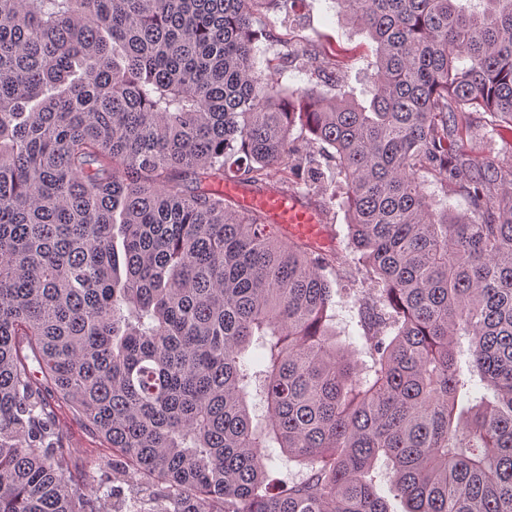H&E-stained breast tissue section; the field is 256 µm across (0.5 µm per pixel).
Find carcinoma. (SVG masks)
I'll return each mask as SVG.
<instances>
[{"label":"carcinoma","mask_w":512,"mask_h":512,"mask_svg":"<svg viewBox=\"0 0 512 512\" xmlns=\"http://www.w3.org/2000/svg\"><path fill=\"white\" fill-rule=\"evenodd\" d=\"M263 2L0 0V512H101L34 363L164 490L132 512H388L381 455L405 512H512V163L455 148L468 106L512 133V0H336L377 44L367 102L258 74ZM327 145L347 253L224 195L318 198ZM450 182L470 213L434 209ZM334 305L330 314L333 316L331 325L336 331L337 342L357 361L358 364L367 360L362 351L359 338L361 330L358 326V305L354 300L339 292L334 296ZM270 452L273 459L268 464L278 479L288 483L300 478L304 470L300 465L289 462L288 457L282 453L280 448H271ZM390 467L384 457H379L375 462L376 488L380 496L387 501L391 512H401L404 510L403 503L396 499L389 491V473Z\"/></svg>","instance_id":"1"}]
</instances>
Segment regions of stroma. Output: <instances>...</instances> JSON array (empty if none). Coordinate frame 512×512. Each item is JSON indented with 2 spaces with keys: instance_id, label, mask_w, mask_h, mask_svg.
Wrapping results in <instances>:
<instances>
[{
  "instance_id": "stroma-1",
  "label": "stroma",
  "mask_w": 512,
  "mask_h": 512,
  "mask_svg": "<svg viewBox=\"0 0 512 512\" xmlns=\"http://www.w3.org/2000/svg\"><path fill=\"white\" fill-rule=\"evenodd\" d=\"M253 29L258 35V69L262 74L278 79L285 90H324L320 73L301 63L303 53L316 52L343 61L344 74L338 92L361 100L368 98L370 64L375 60L376 45L338 12L335 0H301L293 16L283 5H269L256 19ZM488 121V114L469 110L470 134L463 141L465 153L478 164H500L512 159L511 144L497 137L484 138ZM322 164L327 191L313 207L329 233V244L333 245L346 234L348 214L339 203L341 188L335 176L334 160L327 157ZM331 314L337 342L355 361H363L357 304L346 295L336 294ZM45 396L60 440L71 450L73 468L79 472L92 470L95 462L107 455L106 442L91 431L72 406L56 393L49 390Z\"/></svg>"
}]
</instances>
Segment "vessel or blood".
<instances>
[{"mask_svg": "<svg viewBox=\"0 0 512 512\" xmlns=\"http://www.w3.org/2000/svg\"><path fill=\"white\" fill-rule=\"evenodd\" d=\"M238 202L242 209L265 212L274 227L294 237L320 245L327 239L315 211L299 202L273 194H242Z\"/></svg>", "mask_w": 512, "mask_h": 512, "instance_id": "b4317fda", "label": "vessel or blood"}]
</instances>
